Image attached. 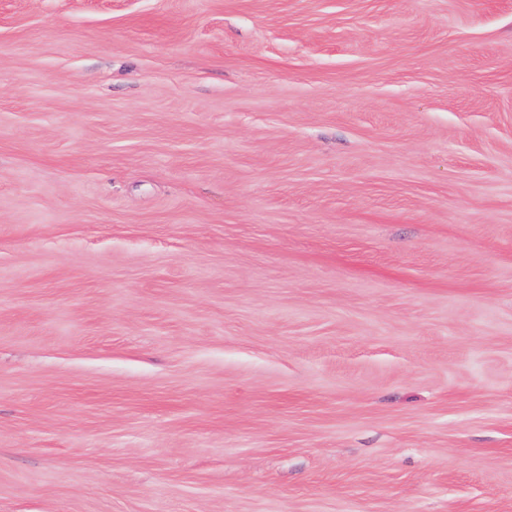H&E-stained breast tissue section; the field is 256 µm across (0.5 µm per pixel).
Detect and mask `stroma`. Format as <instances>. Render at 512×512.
<instances>
[{"mask_svg":"<svg viewBox=\"0 0 512 512\" xmlns=\"http://www.w3.org/2000/svg\"><path fill=\"white\" fill-rule=\"evenodd\" d=\"M0 512H512V0H0Z\"/></svg>","mask_w":512,"mask_h":512,"instance_id":"obj_1","label":"stroma"}]
</instances>
